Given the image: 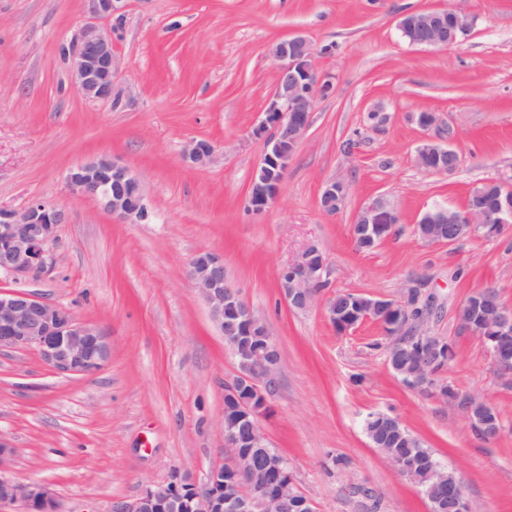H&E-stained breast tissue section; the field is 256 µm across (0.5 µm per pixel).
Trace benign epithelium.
<instances>
[{
  "mask_svg": "<svg viewBox=\"0 0 512 512\" xmlns=\"http://www.w3.org/2000/svg\"><path fill=\"white\" fill-rule=\"evenodd\" d=\"M90 21L67 52L71 84L86 99L110 102L116 108L127 104L125 92L116 82L114 43L119 37L123 13L128 0H86ZM471 20L461 0L448 8L423 15L405 13L399 29L408 30L417 45L441 48L458 43V32L467 29ZM278 69L275 90L268 101L264 118L254 127L252 135L264 142V153L252 179L247 205L255 214L274 204L287 176L293 156L311 125L318 100L334 94L333 82L320 73L313 63L314 51L303 36L276 43L269 50ZM216 147L207 140H195L188 148L190 160L206 166L214 158ZM417 164L431 172L449 173L459 166L453 149L427 141L417 150ZM70 192L99 201L114 217L136 224L148 217L144 184L141 177L127 166L111 158L89 161L70 169L66 176ZM347 185L333 180L325 185L320 205L328 215L336 214L335 205H343ZM397 209L382 197L366 203L352 225L353 239L389 237L398 223ZM64 210L35 201L18 211L0 207V274L15 280L36 281L52 261L51 245L59 225L66 223ZM512 222V188L498 192L492 206L473 205L448 216L446 208H431L419 223L420 239L431 244L452 245L460 234L494 239L504 233ZM327 261L315 246L308 247L301 257L281 268L280 284L288 305L295 310L309 308L324 283ZM188 277L207 304L212 322L224 338V344L238 363L237 375L224 387V397L237 402L238 410L250 421L251 434L243 442L239 423L222 420L223 448L230 454V463L211 470L203 481L185 471L164 484L150 485L131 502L117 501L112 512H283L288 497L296 494L294 480L272 479L275 473L288 469L285 458L266 456L259 462L240 448L249 446L266 450L269 444L258 418L266 411V388L272 383L279 363V350L273 339L261 350H250L246 338L268 335L262 320L241 298L224 270V259L211 252H199L189 262ZM424 281L414 279L402 296L392 300L391 307L409 313L422 303ZM483 295L466 299L460 308L468 317L459 321L460 328L479 338L486 345L496 369L512 375V360L501 356L499 346L512 336V308L497 305L483 311ZM426 314L400 318L391 326L389 336L398 341L406 336L419 339L430 352L439 357L454 355L452 344L439 336H426L423 327ZM34 348L42 360L56 373L90 376L97 373L111 354L108 337L95 325L82 322L66 309L46 302L26 291L0 293V350ZM411 389L438 392L447 386L442 373L424 365L409 379ZM260 397L262 405L251 406L240 398L241 392ZM450 406L463 415L474 432L487 440L501 432L499 420L471 409ZM397 471L414 480V469L404 458H397L384 444H374ZM14 456L13 447L0 438V504L23 503L30 512L43 506V512H55L54 499L39 482H21L5 475ZM433 477L448 488V496L431 503V512H471L461 482L438 465Z\"/></svg>",
  "mask_w": 512,
  "mask_h": 512,
  "instance_id": "benign-epithelium-1",
  "label": "benign epithelium"
}]
</instances>
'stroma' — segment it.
Wrapping results in <instances>:
<instances>
[{"label": "stroma", "mask_w": 512, "mask_h": 512, "mask_svg": "<svg viewBox=\"0 0 512 512\" xmlns=\"http://www.w3.org/2000/svg\"><path fill=\"white\" fill-rule=\"evenodd\" d=\"M448 0H129L116 41L122 109L85 99L61 49L88 21L84 0H0V206L34 201L65 210L52 264L35 282L0 276L98 326L112 355L90 376L53 372L32 348L0 351V438L15 448L9 475L37 481L57 512H112L174 469L204 479L223 453L224 384L237 363L187 275L200 251L223 256L230 281L263 319L281 362L260 426L317 512H430L421 488L397 473L365 432L368 414L397 418L461 482L473 512H512V382L486 347L460 334L456 312L490 285L512 307V230L454 245L422 241L421 215L464 210L489 180L512 181V0H466L468 35L447 48L409 44L401 14ZM312 44L332 77L317 102L281 196L259 215L246 200L264 144L252 136L277 70L270 47ZM437 113L460 156L448 174L425 171L429 137L417 113ZM386 114L383 124L369 120ZM218 146L190 164L192 140ZM107 156L141 176L147 220L113 218L72 195L68 170ZM344 181L336 215L323 187ZM398 210L394 233L356 249L351 226L370 199ZM310 245L327 259L324 288L307 310L289 309L281 267ZM420 276L437 313L429 333L453 344L445 376L492 404L502 435L486 441L436 395L409 389L387 363L382 327L341 333L336 294L397 296ZM348 193L347 185L341 180H333L325 185L320 196V205L328 215H334L343 205ZM336 197L338 198L337 204L339 208L336 210Z\"/></svg>", "instance_id": "35a3bbf8"}]
</instances>
